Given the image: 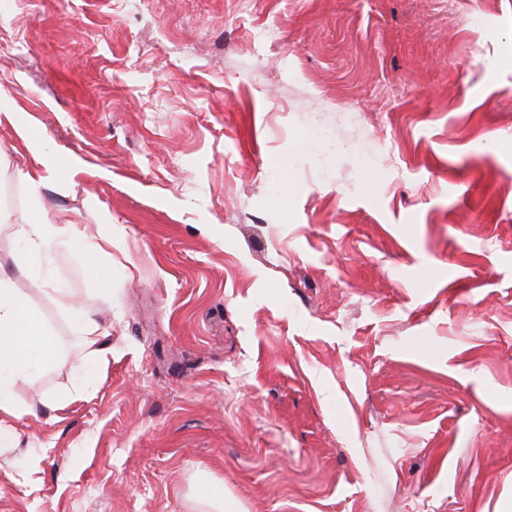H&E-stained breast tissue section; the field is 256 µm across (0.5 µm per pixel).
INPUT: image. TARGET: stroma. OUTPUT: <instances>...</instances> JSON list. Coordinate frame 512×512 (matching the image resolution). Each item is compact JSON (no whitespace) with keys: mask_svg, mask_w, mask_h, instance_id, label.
<instances>
[{"mask_svg":"<svg viewBox=\"0 0 512 512\" xmlns=\"http://www.w3.org/2000/svg\"><path fill=\"white\" fill-rule=\"evenodd\" d=\"M0 201L112 231L0 512H512V0H0ZM194 512H238L241 506L232 498L224 496V487L209 479L196 485L192 497Z\"/></svg>","mask_w":512,"mask_h":512,"instance_id":"35a3bbf8","label":"stroma"}]
</instances>
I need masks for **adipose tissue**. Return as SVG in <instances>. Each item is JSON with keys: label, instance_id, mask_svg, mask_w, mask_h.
Segmentation results:
<instances>
[{"label": "adipose tissue", "instance_id": "adipose-tissue-1", "mask_svg": "<svg viewBox=\"0 0 512 512\" xmlns=\"http://www.w3.org/2000/svg\"><path fill=\"white\" fill-rule=\"evenodd\" d=\"M9 222L14 223L15 234L24 245L23 251L14 258L16 265L49 267L53 255L66 246L98 283H105L96 256L111 247V235H101L99 243L91 246L74 225L44 224L37 220L17 223L11 212L0 210V223ZM43 284L57 306L88 336L90 343L103 339L97 313L90 302H76L69 289L59 286L52 275H45ZM56 353V340L41 316L30 306L26 295L16 288L12 278L0 271V411L18 415L21 407L18 386L32 377L37 368L46 366Z\"/></svg>", "mask_w": 512, "mask_h": 512}]
</instances>
